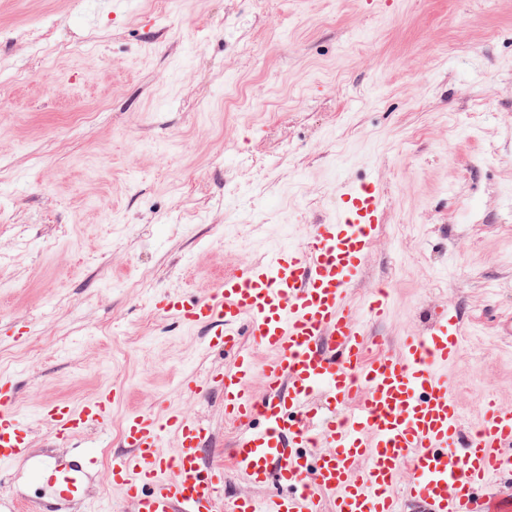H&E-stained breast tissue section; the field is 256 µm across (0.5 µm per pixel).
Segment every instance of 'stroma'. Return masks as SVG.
<instances>
[{"mask_svg":"<svg viewBox=\"0 0 512 512\" xmlns=\"http://www.w3.org/2000/svg\"><path fill=\"white\" fill-rule=\"evenodd\" d=\"M101 3L0 0V374L30 416L119 383L104 455L167 404L226 455L218 391L184 390L225 358L153 300L302 242L342 178L387 206L350 295L391 289L368 337L391 349L448 303L463 416L512 403V0Z\"/></svg>","mask_w":512,"mask_h":512,"instance_id":"1","label":"stroma"}]
</instances>
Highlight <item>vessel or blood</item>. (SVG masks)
Masks as SVG:
<instances>
[{
    "label": "vessel or blood",
    "mask_w": 512,
    "mask_h": 512,
    "mask_svg": "<svg viewBox=\"0 0 512 512\" xmlns=\"http://www.w3.org/2000/svg\"><path fill=\"white\" fill-rule=\"evenodd\" d=\"M383 217L379 183L337 182L334 216L305 245L270 246L196 298L157 301L229 359L198 385L223 396L235 429L227 461L207 460L212 429L168 405L127 414L122 452L101 460L86 435L125 399L119 384L76 406L45 404L40 422L71 453L33 457L16 383L1 375L0 476L31 463L41 512H112L87 490L103 466L131 512H497L512 484V406L485 399L477 423L464 424L448 376L466 333L459 314L429 307L424 330L386 353L350 304ZM231 478L251 494L224 495Z\"/></svg>",
    "instance_id": "obj_1"
}]
</instances>
